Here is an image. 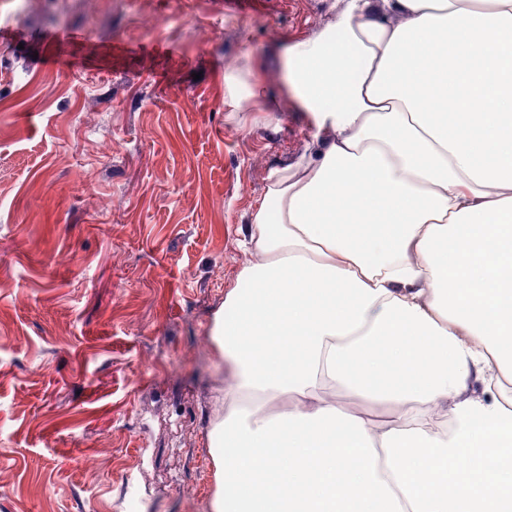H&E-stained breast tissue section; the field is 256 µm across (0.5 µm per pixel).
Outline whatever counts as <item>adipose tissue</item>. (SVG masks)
<instances>
[{
  "mask_svg": "<svg viewBox=\"0 0 512 512\" xmlns=\"http://www.w3.org/2000/svg\"><path fill=\"white\" fill-rule=\"evenodd\" d=\"M341 3L284 54L312 151L270 171L210 329L211 512H512V0ZM263 90L244 61L225 111Z\"/></svg>",
  "mask_w": 512,
  "mask_h": 512,
  "instance_id": "1",
  "label": "adipose tissue"
}]
</instances>
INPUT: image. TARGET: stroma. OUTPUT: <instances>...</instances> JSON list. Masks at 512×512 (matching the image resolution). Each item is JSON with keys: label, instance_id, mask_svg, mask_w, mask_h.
<instances>
[{"label": "stroma", "instance_id": "obj_1", "mask_svg": "<svg viewBox=\"0 0 512 512\" xmlns=\"http://www.w3.org/2000/svg\"><path fill=\"white\" fill-rule=\"evenodd\" d=\"M336 0H0V512H211L209 341L310 120L277 73ZM253 58L267 107L224 110Z\"/></svg>", "mask_w": 512, "mask_h": 512}]
</instances>
